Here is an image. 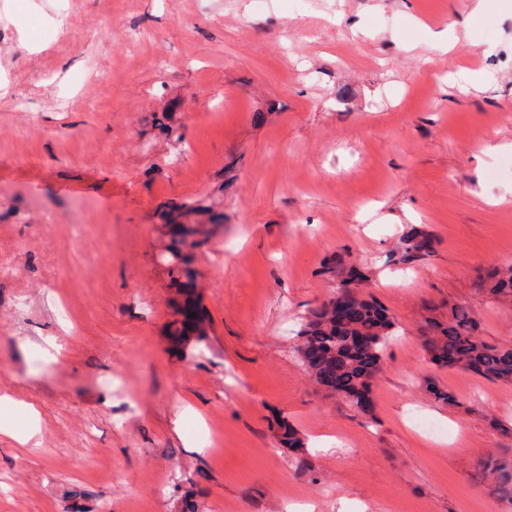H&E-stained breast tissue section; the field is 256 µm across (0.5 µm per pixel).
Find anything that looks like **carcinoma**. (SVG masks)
<instances>
[{
	"instance_id": "cac0c4a2",
	"label": "carcinoma",
	"mask_w": 512,
	"mask_h": 512,
	"mask_svg": "<svg viewBox=\"0 0 512 512\" xmlns=\"http://www.w3.org/2000/svg\"><path fill=\"white\" fill-rule=\"evenodd\" d=\"M210 211L198 202L179 207L177 217L185 219L189 233L196 236L191 247L201 249L210 243L207 230L196 217ZM430 241L418 233L404 238L392 253L393 261L410 266L427 253ZM322 273L335 290L354 294V312L343 324L330 316L332 303L324 301L302 317L293 347L296 360L315 379L339 381L342 399L359 411L372 412V385L381 372L385 352L398 334V325L388 310L373 298L362 296L360 287L369 281L361 265H344L336 260L323 266ZM477 290L512 303V264L493 266L476 281ZM424 345L431 361L441 367L471 371L490 381L512 382V346L492 344L478 336V323L465 305H456L443 322L425 319ZM279 442L288 449L303 452L304 442L285 419L277 420ZM478 474L493 483L495 495L512 504V457H488L479 464Z\"/></svg>"
}]
</instances>
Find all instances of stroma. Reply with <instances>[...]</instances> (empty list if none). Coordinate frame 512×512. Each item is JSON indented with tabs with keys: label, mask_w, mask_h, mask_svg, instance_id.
<instances>
[{
	"label": "stroma",
	"mask_w": 512,
	"mask_h": 512,
	"mask_svg": "<svg viewBox=\"0 0 512 512\" xmlns=\"http://www.w3.org/2000/svg\"><path fill=\"white\" fill-rule=\"evenodd\" d=\"M0 86V396L40 427L0 431V512H512L475 475L512 383L422 344L465 304L512 346L475 290L512 263V0H0ZM199 197L210 332L176 352L163 214ZM413 230L431 254L391 263ZM332 258L399 324L369 416L291 353Z\"/></svg>",
	"instance_id": "1"
}]
</instances>
